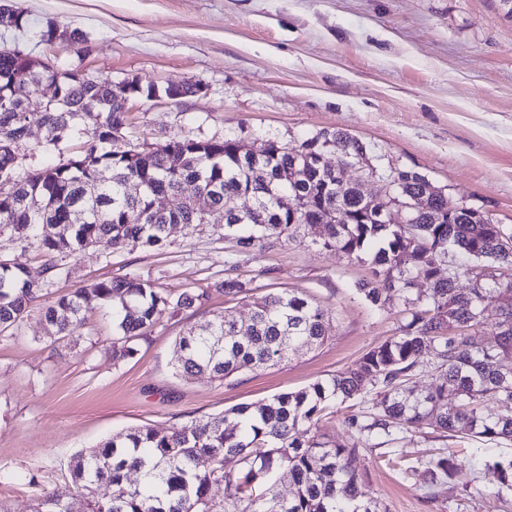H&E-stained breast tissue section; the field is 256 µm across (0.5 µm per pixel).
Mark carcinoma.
<instances>
[{
	"instance_id": "carcinoma-1",
	"label": "carcinoma",
	"mask_w": 512,
	"mask_h": 512,
	"mask_svg": "<svg viewBox=\"0 0 512 512\" xmlns=\"http://www.w3.org/2000/svg\"><path fill=\"white\" fill-rule=\"evenodd\" d=\"M28 27L23 11L0 8V28ZM56 81L63 104L41 106L36 87ZM112 82L73 70L22 64L0 52V237L32 241L48 255H76L89 248L111 253L128 247L160 249L168 227L201 223L202 210L224 211V231L240 252L292 238L303 225L322 224L319 245L371 267L373 278L355 285L357 295L378 310L403 302L408 322L400 333L370 349L354 367L301 390L285 392L222 413L191 418L167 432L142 426L112 435L78 452L69 465L74 494L46 493L36 512H381L362 490L352 461L375 436L432 429L498 443H512V413L487 417L482 403L512 404V226L493 214L435 196L413 213L414 223L380 224L377 205L353 184L336 185L337 169L324 163L321 149L338 150L344 165L366 151V143L342 131H322L291 147L264 140L255 155L236 135L222 138L176 136L149 150H120L125 113L110 111ZM43 129L42 150L63 153L73 135H87L67 162L26 166L31 118ZM427 175L404 168L397 190L416 197ZM195 181L201 196L177 209H153L157 194L175 195ZM140 185L127 193V183ZM95 183V197L83 187ZM248 191L254 208L238 215L226 204ZM453 254L460 261L437 278L439 264ZM34 279L22 266L0 258V333L21 332L35 307L48 337L64 341L82 326L84 304L93 296L112 308V353L118 361L137 353L136 341L165 317L201 307L208 290L172 296L152 281L133 275L92 282L47 299L49 284L64 275L55 263ZM474 287L458 288L461 279ZM418 279L422 288L411 287ZM500 311L497 344L473 345L486 306ZM325 308L299 292L269 294L240 321L226 308L197 329L176 338L171 362L177 376L207 373L223 382L249 371L276 366L298 351H311L329 335ZM434 346L441 383L429 391L409 387L421 355ZM371 409L347 415L345 442L317 433L322 413L336 403L360 400L365 386ZM209 466L200 468L201 460ZM500 492L512 493V458L494 463ZM429 495L448 492L458 472L453 455L426 462ZM288 472L294 490L274 491V474ZM140 473L136 483L128 473ZM104 484L109 492L98 493Z\"/></svg>"
}]
</instances>
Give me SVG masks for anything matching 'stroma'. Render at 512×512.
I'll list each match as a JSON object with an SVG mask.
<instances>
[{"label": "stroma", "mask_w": 512, "mask_h": 512, "mask_svg": "<svg viewBox=\"0 0 512 512\" xmlns=\"http://www.w3.org/2000/svg\"><path fill=\"white\" fill-rule=\"evenodd\" d=\"M27 31H0V44L120 85L189 81L198 95L130 102L124 149L170 137H268L291 146L340 130L404 167L428 175L455 201L512 225V19L498 0H11ZM78 30L70 41L39 42L46 23ZM321 226H304L271 247L239 253L224 219L176 225L158 250H89L57 257L68 277L49 294L94 280L136 274L171 295L198 289L208 306L163 319L133 358L112 361V319L90 299L78 335L52 341L39 313L20 334L0 337V512H33L43 492L68 495V465L88 448L129 428L161 431L191 418L297 391L347 370L406 321L401 301L372 308L356 296L368 266L318 246ZM233 278L245 298L224 296ZM305 292L334 317L318 348L278 366L218 382L173 376L174 341L213 312L233 307L248 320L272 292ZM453 452L455 489L426 496V461ZM484 465L470 466L473 453ZM512 445L473 437L447 440L411 433L360 451L354 467L382 512H512L491 461ZM415 476H404L405 467ZM37 484H30V477Z\"/></svg>", "instance_id": "1"}]
</instances>
